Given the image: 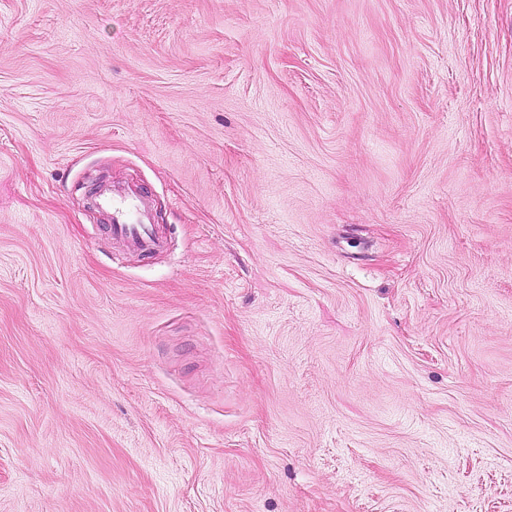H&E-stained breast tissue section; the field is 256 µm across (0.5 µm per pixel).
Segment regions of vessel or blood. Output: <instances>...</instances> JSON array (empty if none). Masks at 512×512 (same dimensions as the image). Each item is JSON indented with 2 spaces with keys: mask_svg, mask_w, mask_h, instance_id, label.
<instances>
[{
  "mask_svg": "<svg viewBox=\"0 0 512 512\" xmlns=\"http://www.w3.org/2000/svg\"><path fill=\"white\" fill-rule=\"evenodd\" d=\"M93 204L110 221L112 239L144 256L164 251L168 239L154 224V203L150 193L120 181L99 184Z\"/></svg>",
  "mask_w": 512,
  "mask_h": 512,
  "instance_id": "obj_1",
  "label": "vessel or blood"
}]
</instances>
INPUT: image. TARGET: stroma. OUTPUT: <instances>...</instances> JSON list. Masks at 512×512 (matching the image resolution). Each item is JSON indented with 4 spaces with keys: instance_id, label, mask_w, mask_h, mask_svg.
<instances>
[{
    "instance_id": "35a3bbf8",
    "label": "stroma",
    "mask_w": 512,
    "mask_h": 512,
    "mask_svg": "<svg viewBox=\"0 0 512 512\" xmlns=\"http://www.w3.org/2000/svg\"><path fill=\"white\" fill-rule=\"evenodd\" d=\"M0 512H512V0H0ZM93 205L110 221L112 240L119 245L150 257L168 247V238L154 224L151 194L120 181L101 182Z\"/></svg>"
}]
</instances>
